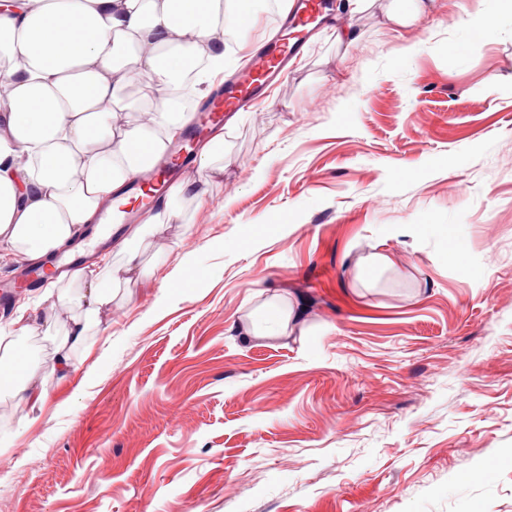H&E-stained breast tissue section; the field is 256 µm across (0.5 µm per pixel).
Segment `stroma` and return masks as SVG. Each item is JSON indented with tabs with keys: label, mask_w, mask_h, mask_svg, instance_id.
Returning a JSON list of instances; mask_svg holds the SVG:
<instances>
[{
	"label": "stroma",
	"mask_w": 512,
	"mask_h": 512,
	"mask_svg": "<svg viewBox=\"0 0 512 512\" xmlns=\"http://www.w3.org/2000/svg\"><path fill=\"white\" fill-rule=\"evenodd\" d=\"M391 2L355 46L312 32L223 185L184 169V223L99 249L112 309L66 379L40 369L81 280L0 309L43 396L0 388V512H512V15L476 39L490 0L397 29ZM288 323L287 312L278 310L269 314L262 310L254 318L251 333L260 337L284 336L288 333Z\"/></svg>",
	"instance_id": "1"
}]
</instances>
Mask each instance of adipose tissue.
Instances as JSON below:
<instances>
[{"instance_id": "ef3b65f1", "label": "adipose tissue", "mask_w": 512, "mask_h": 512, "mask_svg": "<svg viewBox=\"0 0 512 512\" xmlns=\"http://www.w3.org/2000/svg\"><path fill=\"white\" fill-rule=\"evenodd\" d=\"M257 11V0H15L0 14V240L40 259L101 223L103 207L128 205L127 183L192 118L179 92L223 74L228 32L255 29ZM82 301L73 346L112 290L94 279ZM33 374L17 343L0 347L1 384L25 397Z\"/></svg>"}]
</instances>
